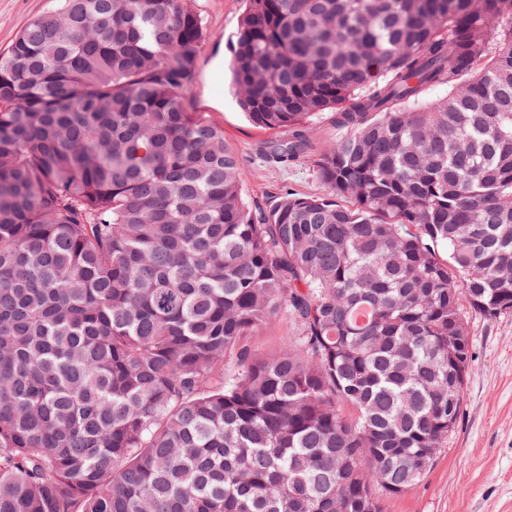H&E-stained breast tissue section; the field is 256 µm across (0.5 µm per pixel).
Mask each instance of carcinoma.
I'll use <instances>...</instances> for the list:
<instances>
[{"instance_id":"carcinoma-1","label":"carcinoma","mask_w":512,"mask_h":512,"mask_svg":"<svg viewBox=\"0 0 512 512\" xmlns=\"http://www.w3.org/2000/svg\"><path fill=\"white\" fill-rule=\"evenodd\" d=\"M244 2L260 155L327 188L267 211L188 107L189 0L0 52V512H380L458 426L470 320L512 313V0ZM309 133L321 146L327 148L336 141L341 131L336 128L333 112H325L310 124ZM292 328L283 314L268 319L251 338V345L258 355L279 350L287 344Z\"/></svg>"}]
</instances>
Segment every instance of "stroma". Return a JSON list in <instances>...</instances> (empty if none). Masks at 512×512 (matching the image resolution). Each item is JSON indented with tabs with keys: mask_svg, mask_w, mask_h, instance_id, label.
<instances>
[{
	"mask_svg": "<svg viewBox=\"0 0 512 512\" xmlns=\"http://www.w3.org/2000/svg\"><path fill=\"white\" fill-rule=\"evenodd\" d=\"M52 0H0V50ZM206 26L187 100L194 111L223 128L242 157L244 195L265 208L281 192L325 194L310 164L281 168L263 162L266 132L254 128L231 88V44L244 9L242 0H191ZM475 361L463 394V415L425 478L410 492L389 499L384 512H512V314L472 321Z\"/></svg>",
	"mask_w": 512,
	"mask_h": 512,
	"instance_id": "obj_1",
	"label": "stroma"
}]
</instances>
